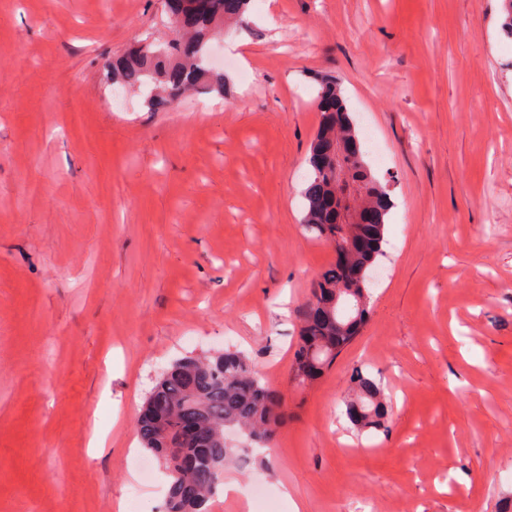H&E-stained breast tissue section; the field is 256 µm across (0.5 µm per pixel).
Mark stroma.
Here are the masks:
<instances>
[{"label":"stroma","instance_id":"35a3bbf8","mask_svg":"<svg viewBox=\"0 0 512 512\" xmlns=\"http://www.w3.org/2000/svg\"><path fill=\"white\" fill-rule=\"evenodd\" d=\"M507 0H252L223 96L149 111L104 66L163 0H0V512H163L135 420L177 358L244 352L290 417L209 512H499L512 499ZM333 79L391 191L361 336L305 389L299 314L335 254L301 223ZM388 398L359 433L355 368ZM148 463V476L137 470ZM266 498H252L254 478Z\"/></svg>","mask_w":512,"mask_h":512}]
</instances>
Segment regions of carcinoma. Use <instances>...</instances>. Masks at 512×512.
<instances>
[{"mask_svg":"<svg viewBox=\"0 0 512 512\" xmlns=\"http://www.w3.org/2000/svg\"><path fill=\"white\" fill-rule=\"evenodd\" d=\"M249 0H166L183 31L169 40H142L112 62L107 79L143 88L152 111L175 106L187 92L224 95V71L209 62L210 40L229 33ZM321 118L310 145V175L304 192L305 229L327 242L336 261L311 286L302 310L292 356L291 380L313 364L326 370L357 338L349 323L366 321L370 288L386 243L391 208L387 186L364 159L362 136L334 82L318 94ZM344 414L360 431L381 430L389 405L379 384L362 370L353 373ZM136 422L142 447L162 461L171 476L165 512H208V502L224 484L225 469L245 452L226 441L236 428L267 441L286 415L251 360L237 350L185 356L158 377Z\"/></svg>","mask_w":512,"mask_h":512,"instance_id":"cac0c4a2","label":"carcinoma"}]
</instances>
